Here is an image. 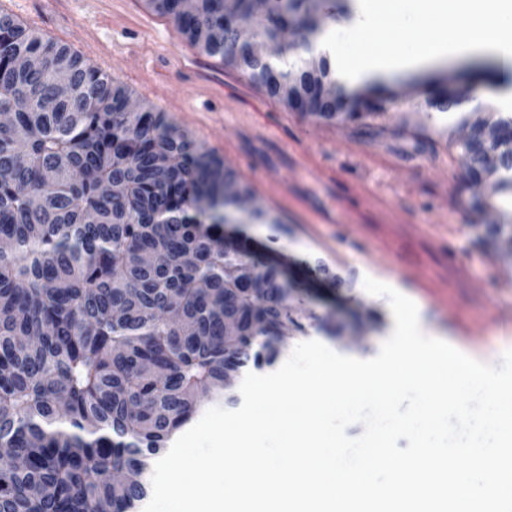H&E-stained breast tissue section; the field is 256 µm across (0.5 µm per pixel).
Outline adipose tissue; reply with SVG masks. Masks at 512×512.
I'll list each match as a JSON object with an SVG mask.
<instances>
[{
  "mask_svg": "<svg viewBox=\"0 0 512 512\" xmlns=\"http://www.w3.org/2000/svg\"><path fill=\"white\" fill-rule=\"evenodd\" d=\"M355 0L351 19L337 22L322 42L346 90L400 75L418 74L480 54L512 62V0ZM395 25L392 40L363 52L352 44L373 29ZM448 30L439 40L435 30Z\"/></svg>",
  "mask_w": 512,
  "mask_h": 512,
  "instance_id": "1",
  "label": "adipose tissue"
}]
</instances>
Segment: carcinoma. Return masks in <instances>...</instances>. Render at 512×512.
Masks as SVG:
<instances>
[{
    "label": "carcinoma",
    "instance_id": "carcinoma-1",
    "mask_svg": "<svg viewBox=\"0 0 512 512\" xmlns=\"http://www.w3.org/2000/svg\"><path fill=\"white\" fill-rule=\"evenodd\" d=\"M324 0H267L248 38L224 0H147L188 42L289 108L324 121L359 116L330 92L329 60L309 32ZM302 32L290 28L298 13ZM295 59L274 67L253 43ZM69 74L59 97L51 74ZM128 88L69 47L0 10V512H139L149 470L201 398L238 403L224 371L274 362L284 330L305 326L282 266L226 224L287 232L240 206L236 172L165 113L129 108ZM449 92L426 107L445 113ZM490 149L512 192V117ZM239 335L224 338V314Z\"/></svg>",
    "mask_w": 512,
    "mask_h": 512
}]
</instances>
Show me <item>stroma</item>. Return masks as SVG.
Listing matches in <instances>:
<instances>
[{"label": "stroma", "instance_id": "1", "mask_svg": "<svg viewBox=\"0 0 512 512\" xmlns=\"http://www.w3.org/2000/svg\"><path fill=\"white\" fill-rule=\"evenodd\" d=\"M0 10L123 81L134 104L165 112L282 218L288 233L277 248L297 282L293 295L307 333L288 331L281 358L305 338L344 356H376L393 318L387 298L363 288L370 271L405 284L428 329L471 357L495 364L512 346V321L505 319L512 313V235L492 231L512 223V212L473 208L475 200L506 194L493 181L469 177L459 149L468 130L461 116L423 105L429 93L448 89H478L481 103L494 104L498 88L512 85V69L494 57L446 63L371 89L384 99V113L328 122L268 98L199 52L145 0H0ZM391 230L401 252L384 260L376 249ZM315 260L343 287L309 271ZM472 279L483 283L484 298L469 294ZM463 322L478 326L476 338L465 337Z\"/></svg>", "mask_w": 512, "mask_h": 512}]
</instances>
